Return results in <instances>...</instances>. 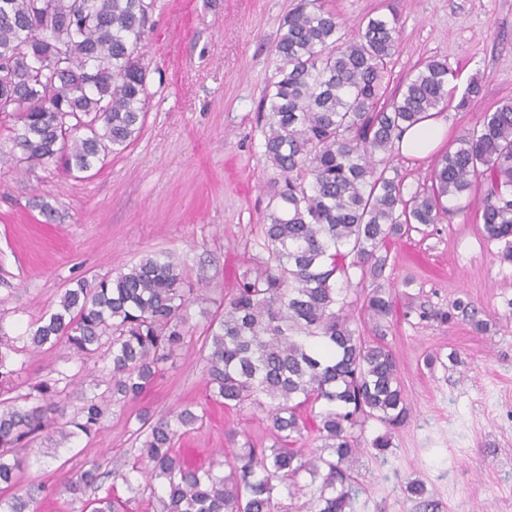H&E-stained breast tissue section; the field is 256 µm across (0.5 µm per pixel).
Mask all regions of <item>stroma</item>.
Returning a JSON list of instances; mask_svg holds the SVG:
<instances>
[{
	"instance_id": "obj_1",
	"label": "stroma",
	"mask_w": 512,
	"mask_h": 512,
	"mask_svg": "<svg viewBox=\"0 0 512 512\" xmlns=\"http://www.w3.org/2000/svg\"><path fill=\"white\" fill-rule=\"evenodd\" d=\"M326 5L351 36L368 18L397 17L389 90L432 59L447 61L458 88L479 80L472 109L450 105L438 114L446 127L440 151L484 112L512 101V0ZM291 7L292 0H154L143 47L147 112L133 144L77 178L17 160L0 165V327L9 335L24 333L74 281L114 275L151 252L186 262L204 297L189 309L190 351L166 364L142 397L111 404L95 435L55 434L24 450L13 491L47 486L37 512H80L66 479L91 462L129 469L144 410L204 412L202 425L176 445L196 449L198 465L230 448L229 431L241 442L265 440L262 413L210 400L204 331L207 312L253 268L268 192L280 179L256 115L275 72L272 41ZM481 204L472 186L449 217L417 225L390 248L386 275L405 294L379 330L399 360L412 417L393 432L386 456L361 457L353 512H512V265L500 263L497 244L482 236ZM459 297L493 315L489 332L420 318V308L444 310ZM354 327L365 336L379 331L363 318ZM68 355L63 346L26 354L13 395L68 368ZM411 480L423 483V498L405 493Z\"/></svg>"
}]
</instances>
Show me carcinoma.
<instances>
[{
	"label": "carcinoma",
	"mask_w": 512,
	"mask_h": 512,
	"mask_svg": "<svg viewBox=\"0 0 512 512\" xmlns=\"http://www.w3.org/2000/svg\"><path fill=\"white\" fill-rule=\"evenodd\" d=\"M150 10L147 0H0V114L14 119L21 159L84 173L135 141L146 114L140 50ZM396 25L370 18L349 38L324 0H295L275 37V74L258 120L264 154L283 182L269 197L256 266L205 330L209 391L227 409L264 412L273 444L248 440L225 460L196 467L175 444L203 416L187 407L157 419L144 411L130 471L93 463L68 483L73 499L109 477L136 493L130 473L145 469L165 480L159 512H290L282 498L306 490V512H352L366 425L387 428L371 442L380 457L390 430L411 415L384 337L351 328L357 311L377 324L396 313V289L380 283L390 244L413 224L450 215L448 201L479 180L483 235L512 265V101L484 113L437 158L430 187L405 197L394 154L408 128L447 107L452 71L430 60L387 95ZM480 93L470 81L456 108L468 109ZM354 269L372 282L351 300L344 285ZM199 299L187 267L155 253L112 277L78 281L21 335L0 326V385L30 350L63 344L79 362L72 374L53 370L21 396L24 405L0 403V487L18 482L20 451L49 426L58 424L65 438L88 437L109 403L147 391L162 364L190 350L188 310ZM421 316L466 321L477 332L488 326L485 312L462 299ZM97 354L103 366L95 375L86 361ZM77 383L94 391L69 414L62 394ZM309 430L323 444L296 447ZM46 493L33 484L21 495L0 494V512H33Z\"/></svg>",
	"instance_id": "cac0c4a2"
}]
</instances>
